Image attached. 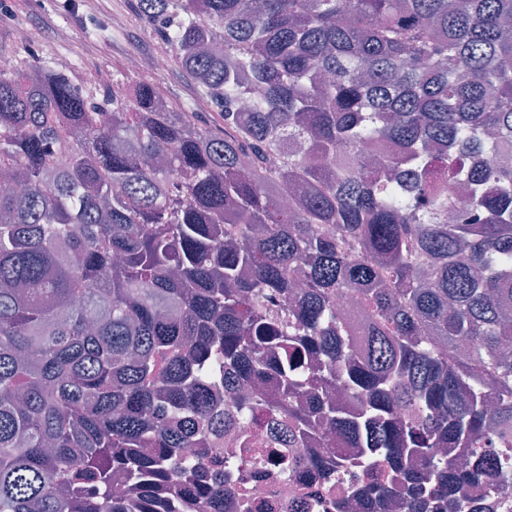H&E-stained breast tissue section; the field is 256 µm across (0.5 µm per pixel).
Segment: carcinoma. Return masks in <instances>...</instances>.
<instances>
[{
    "mask_svg": "<svg viewBox=\"0 0 512 512\" xmlns=\"http://www.w3.org/2000/svg\"><path fill=\"white\" fill-rule=\"evenodd\" d=\"M137 8L192 104L0 67V512H225L220 385L372 512L512 490V0Z\"/></svg>",
    "mask_w": 512,
    "mask_h": 512,
    "instance_id": "1",
    "label": "carcinoma"
}]
</instances>
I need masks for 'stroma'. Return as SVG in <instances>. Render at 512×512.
<instances>
[{"label":"stroma","instance_id":"stroma-1","mask_svg":"<svg viewBox=\"0 0 512 512\" xmlns=\"http://www.w3.org/2000/svg\"><path fill=\"white\" fill-rule=\"evenodd\" d=\"M123 17L115 27L111 18ZM19 27L39 29L38 45L24 47L14 42ZM70 30L68 41L57 40L58 29ZM168 46L145 24L137 10V0H0V65L10 67L39 57L79 82L86 68L102 67L112 79L142 78L131 69L132 53H162Z\"/></svg>","mask_w":512,"mask_h":512}]
</instances>
